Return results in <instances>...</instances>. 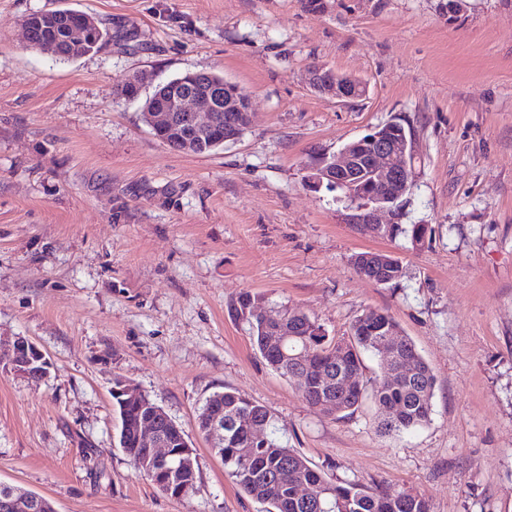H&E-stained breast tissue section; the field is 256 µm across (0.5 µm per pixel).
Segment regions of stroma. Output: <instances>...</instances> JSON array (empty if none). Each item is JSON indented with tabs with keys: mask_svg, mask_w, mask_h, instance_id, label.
<instances>
[{
	"mask_svg": "<svg viewBox=\"0 0 512 512\" xmlns=\"http://www.w3.org/2000/svg\"><path fill=\"white\" fill-rule=\"evenodd\" d=\"M0 0V482L57 512H265L199 435L213 393L267 407L283 440L328 477L407 489L432 512H512V0ZM110 29L61 61L31 48L36 12ZM362 80L340 101L312 65ZM251 96L254 122L205 154L157 139L116 85L186 72ZM415 140L400 218L432 236L378 238L312 188L314 159L394 118ZM399 257L386 288L354 254ZM298 308L328 336L389 313L436 376L430 422L376 430L372 402L312 407L228 308L243 292ZM17 336L47 378L7 368ZM155 400L194 450L196 483L161 493L118 444L112 380Z\"/></svg>",
	"mask_w": 512,
	"mask_h": 512,
	"instance_id": "35a3bbf8",
	"label": "stroma"
}]
</instances>
